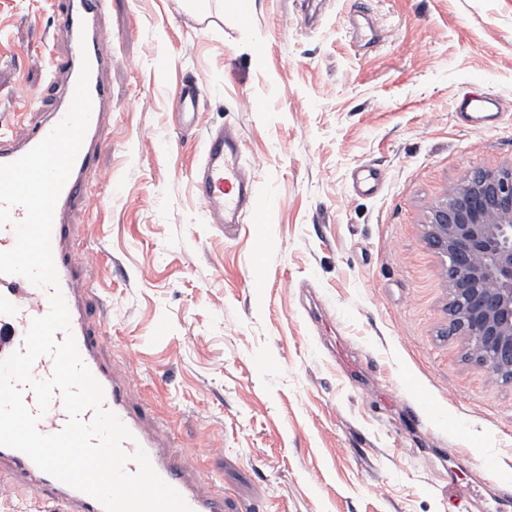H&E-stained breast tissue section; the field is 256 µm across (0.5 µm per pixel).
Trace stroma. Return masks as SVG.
<instances>
[{"mask_svg":"<svg viewBox=\"0 0 512 512\" xmlns=\"http://www.w3.org/2000/svg\"><path fill=\"white\" fill-rule=\"evenodd\" d=\"M112 176L75 210L104 353L167 414L227 512H512V384L448 338L426 217L512 164V0H254L244 15L109 0ZM38 0H0V127L49 97ZM203 91L186 121L176 91ZM498 99L495 127L453 110ZM236 129L258 187L208 223L193 181ZM377 189L355 186L362 166Z\"/></svg>","mask_w":512,"mask_h":512,"instance_id":"35a3bbf8","label":"stroma"}]
</instances>
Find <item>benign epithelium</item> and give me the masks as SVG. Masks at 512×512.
I'll return each mask as SVG.
<instances>
[{
	"label": "benign epithelium",
	"mask_w": 512,
	"mask_h": 512,
	"mask_svg": "<svg viewBox=\"0 0 512 512\" xmlns=\"http://www.w3.org/2000/svg\"><path fill=\"white\" fill-rule=\"evenodd\" d=\"M425 238L450 270L448 335L512 382V166L468 171L430 210Z\"/></svg>",
	"instance_id": "1"
}]
</instances>
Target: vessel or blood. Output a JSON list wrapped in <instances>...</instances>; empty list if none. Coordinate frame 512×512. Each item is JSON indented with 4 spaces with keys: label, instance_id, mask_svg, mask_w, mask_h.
I'll return each instance as SVG.
<instances>
[{
    "label": "vessel or blood",
    "instance_id": "obj_1",
    "mask_svg": "<svg viewBox=\"0 0 512 512\" xmlns=\"http://www.w3.org/2000/svg\"><path fill=\"white\" fill-rule=\"evenodd\" d=\"M58 16V28L66 39L65 51L49 63L50 82L56 89L51 106L29 99L23 104L18 130L0 128V164L13 162L39 144L62 120L75 91L82 61L90 63L92 113L82 147L71 174L59 195L52 229V252L60 287L67 303L71 330L79 353L104 389L103 406L115 413L132 434L125 441L126 453L143 448L169 485L184 497L192 512H224V493L204 487L168 453L162 436L164 425L148 406L131 396L128 374L117 372L101 353L107 337L103 322L92 317L91 285L86 277V246L78 225L69 221L71 211L81 205H100L98 187L109 178L98 157L105 146L104 134L112 124V90L103 78L112 66V27L104 9L105 0H46ZM487 96H466L455 102L457 114L485 125L499 120ZM242 148L231 133L209 136L204 145L197 195L212 224L234 223L237 213L251 201L254 186L240 166ZM51 291L33 285L19 275L0 274V359L24 347L33 319L50 309ZM67 421L61 397H54L37 429L41 434L59 432ZM30 497V512H104L100 502L40 470L23 452L0 446V479Z\"/></svg>",
    "mask_w": 512,
    "mask_h": 512
}]
</instances>
